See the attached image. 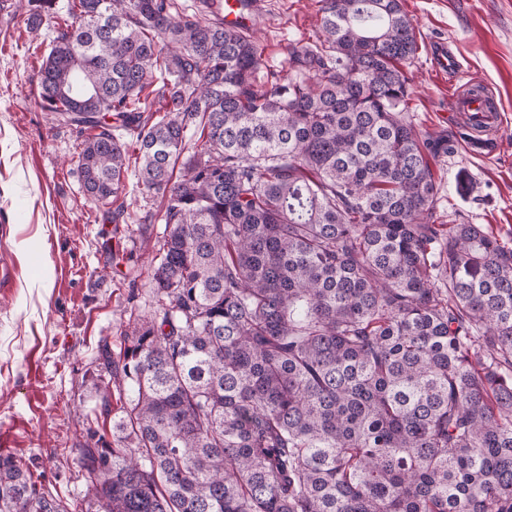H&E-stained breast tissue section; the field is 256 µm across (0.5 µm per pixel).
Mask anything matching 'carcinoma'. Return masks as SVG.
I'll use <instances>...</instances> for the list:
<instances>
[{
  "label": "carcinoma",
  "mask_w": 512,
  "mask_h": 512,
  "mask_svg": "<svg viewBox=\"0 0 512 512\" xmlns=\"http://www.w3.org/2000/svg\"><path fill=\"white\" fill-rule=\"evenodd\" d=\"M320 2L258 90L210 0H67L41 105L87 132L89 201L131 166L161 196V313L99 349L121 415L78 449L90 502L9 452L0 512H512V247L432 221L450 147L406 115L401 0Z\"/></svg>",
  "instance_id": "1"
}]
</instances>
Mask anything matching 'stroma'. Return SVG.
I'll list each match as a JSON object with an SVG mask.
<instances>
[{
    "label": "stroma",
    "mask_w": 512,
    "mask_h": 512,
    "mask_svg": "<svg viewBox=\"0 0 512 512\" xmlns=\"http://www.w3.org/2000/svg\"><path fill=\"white\" fill-rule=\"evenodd\" d=\"M254 36L263 71L293 77L290 47L320 35L318 0H262ZM416 30L408 68V115L421 138L446 139L432 165L440 187L433 220L479 224L512 247V0H401ZM51 25L31 32L18 9L0 16V266L14 272L0 288V436L45 490L70 501L87 494L77 448L95 424L105 387L99 347L120 349L133 323L157 309L152 267L160 247V199L127 177L116 224L82 192L74 159L82 137L42 109L36 92ZM447 42L462 69L439 74L433 42ZM481 86L501 120L473 155L449 110L455 94Z\"/></svg>",
    "instance_id": "stroma-1"
}]
</instances>
